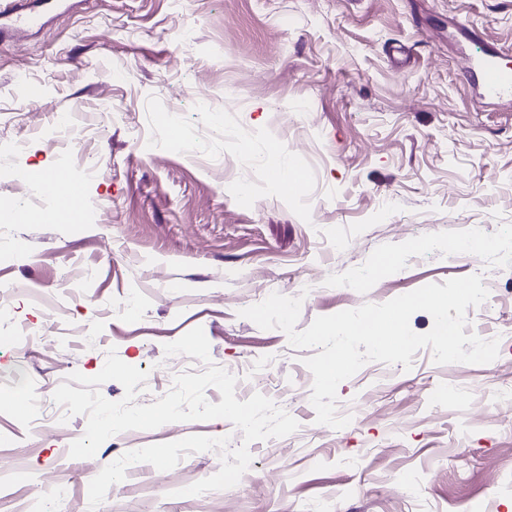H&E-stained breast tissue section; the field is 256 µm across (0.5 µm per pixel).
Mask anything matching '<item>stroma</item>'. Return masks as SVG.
Listing matches in <instances>:
<instances>
[{"label": "stroma", "instance_id": "35a3bbf8", "mask_svg": "<svg viewBox=\"0 0 512 512\" xmlns=\"http://www.w3.org/2000/svg\"><path fill=\"white\" fill-rule=\"evenodd\" d=\"M46 12L0 40V147L19 146L30 172L60 173L84 219L27 222L57 198L0 180L20 210L0 221L13 248L0 255L12 312L0 320V492L25 512H512V421L496 397L512 387V101L480 96L468 69L490 48L512 63V0H74ZM26 92L38 114L22 109ZM62 113L83 135L49 144L41 128ZM272 148L304 173L297 190L270 180ZM474 233L495 250L449 256V241ZM414 240L422 250L408 251ZM387 254L397 261L380 268ZM372 269L371 287L347 290ZM473 274L489 296L468 308L469 328L498 338V358L438 365L424 348L408 370L367 363L337 389L351 418L341 429L315 421L309 350L239 315L306 280L301 331ZM198 326L237 399L267 396L297 431L251 443L232 488L179 496L219 470L205 451L168 471L131 465L90 510L69 456L86 417L56 424L3 399L97 375L113 348L147 372L136 402L152 404L178 362L164 344ZM191 435L243 437L225 419L130 430L96 465Z\"/></svg>", "mask_w": 512, "mask_h": 512}]
</instances>
